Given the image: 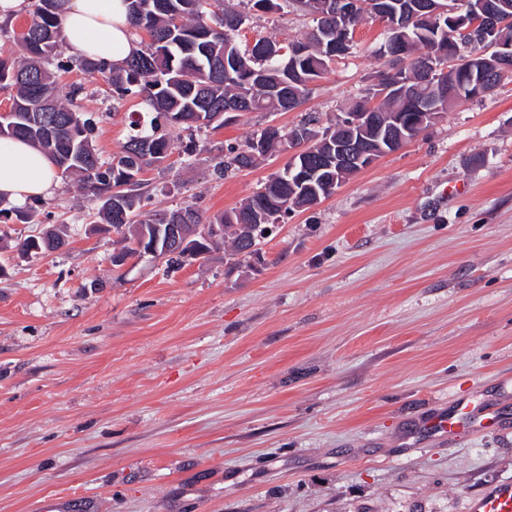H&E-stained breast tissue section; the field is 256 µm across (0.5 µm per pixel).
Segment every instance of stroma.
I'll return each mask as SVG.
<instances>
[{"mask_svg":"<svg viewBox=\"0 0 512 512\" xmlns=\"http://www.w3.org/2000/svg\"><path fill=\"white\" fill-rule=\"evenodd\" d=\"M312 26L272 11L245 35ZM383 38L359 25L294 110L171 129L142 213L190 204L206 223L238 206L288 155L221 178L226 145L308 113L334 124L385 71ZM59 100L93 115L105 162L144 108L76 64ZM92 208L70 178L30 222L0 221V512L48 498L68 512H469L512 480V80L285 217L258 261L217 248L174 270L117 266ZM49 230L62 247L21 251ZM481 399L505 426L426 431L428 415Z\"/></svg>","mask_w":512,"mask_h":512,"instance_id":"1","label":"stroma"}]
</instances>
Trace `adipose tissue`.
<instances>
[{"instance_id":"ef3b65f1","label":"adipose tissue","mask_w":512,"mask_h":512,"mask_svg":"<svg viewBox=\"0 0 512 512\" xmlns=\"http://www.w3.org/2000/svg\"><path fill=\"white\" fill-rule=\"evenodd\" d=\"M132 31L125 0H68L62 14V39L78 58L121 65L135 50ZM57 186V170L39 148L0 138V200L20 206Z\"/></svg>"}]
</instances>
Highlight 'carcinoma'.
I'll return each mask as SVG.
<instances>
[{
	"label": "carcinoma",
	"mask_w": 512,
	"mask_h": 512,
	"mask_svg": "<svg viewBox=\"0 0 512 512\" xmlns=\"http://www.w3.org/2000/svg\"><path fill=\"white\" fill-rule=\"evenodd\" d=\"M267 1L282 8L277 0H239L237 10L225 8L224 0H165V8L160 10L158 0H125L134 31L145 33L149 42L119 67L103 61L83 63L89 73L107 79L114 98L123 100L142 94L148 106L147 112L130 121L131 133L117 161L107 167L100 163L92 143V118L83 117L76 138L65 128L74 110L56 98L55 71L67 69V64L59 61L56 70L49 69L57 42L44 44L39 40L48 29L58 31L67 0H35L31 20L16 38L23 58L16 64L0 58V85L16 89L11 107L15 115L9 120L16 126L13 137L45 152L61 175L81 177L98 202V217L121 233V248L116 254L120 260L141 256L136 245L145 237V246L157 243L155 253L166 257L168 267L179 268L183 252H174L167 243V225L187 224L186 233L190 234L192 226L200 224L199 214L191 205L140 218L141 174L147 166L164 164L171 154L170 138L161 131L159 118L172 127L189 130L211 124L222 127L231 109L244 113L292 110L305 101L313 83L331 69L336 59L349 53L356 27L368 18L384 25V42L404 40L409 55L401 65L382 74L349 111L374 112L381 123L399 116L411 119L417 111V99L403 92L407 81L419 87V96L441 99L443 112L469 98L467 93L441 96L420 70L424 58L446 54L449 47L462 40L448 15L414 18L416 0H358L359 5L352 11L339 0H285L313 17L314 26L304 40L283 44L261 36L252 42L242 39L241 29L250 21L251 12L262 10L261 4ZM457 2L466 15L512 16V0ZM503 37L512 40V25L487 35L485 42H468V50L459 59L480 53L490 59L493 53L486 48ZM471 65L473 69L467 70L460 63L454 64L444 75L448 88L464 80L478 81L482 62L475 59ZM316 122L311 115L288 130L267 126L244 143L226 148L224 162L217 167L221 174L251 167L274 151L292 148L297 145V133H309L296 162H287L238 207L214 217L212 223L224 225V256L257 257L261 241L268 238L260 234L254 249L233 225L273 228L289 212L309 209L328 198L332 191L324 180L342 184L359 172L357 168L328 167L342 124L338 122L333 130L321 134L314 129ZM364 136L378 158L396 151L373 129ZM62 160L67 161L63 168Z\"/></svg>",
	"instance_id": "carcinoma-1"
}]
</instances>
